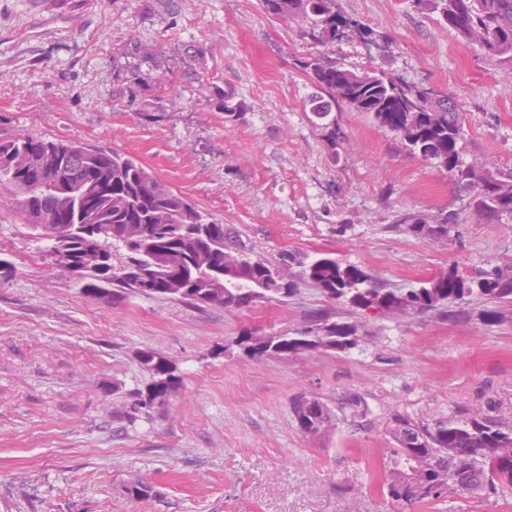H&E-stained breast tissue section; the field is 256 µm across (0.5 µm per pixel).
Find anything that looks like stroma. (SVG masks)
I'll return each instance as SVG.
<instances>
[{"mask_svg":"<svg viewBox=\"0 0 512 512\" xmlns=\"http://www.w3.org/2000/svg\"><path fill=\"white\" fill-rule=\"evenodd\" d=\"M382 32L313 43L305 22L260 0H0V138L32 133L133 156L253 256L331 253L387 284L458 264L512 265V218L468 207L444 170L350 108L341 132L307 112L298 58L321 53L378 68L458 105L468 162L512 166V69L450 31L430 0H336ZM244 108L224 114L214 92ZM0 187V512H402L380 493L400 412L416 420L493 407L512 420V304L499 323L433 314L368 321L348 353L253 359L242 335L291 333L334 307L311 284L287 302L199 308L163 296L113 302L52 268L44 242ZM461 221L447 239L398 228V214ZM168 357L182 379L163 409L127 410L150 379L136 354ZM362 401V416L338 409ZM336 407L332 426L302 434L293 401ZM148 496L128 495L131 483Z\"/></svg>","mask_w":512,"mask_h":512,"instance_id":"1","label":"stroma"}]
</instances>
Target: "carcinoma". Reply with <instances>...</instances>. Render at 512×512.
Returning <instances> with one entry per match:
<instances>
[{
	"label": "carcinoma",
	"instance_id": "cac0c4a2",
	"mask_svg": "<svg viewBox=\"0 0 512 512\" xmlns=\"http://www.w3.org/2000/svg\"><path fill=\"white\" fill-rule=\"evenodd\" d=\"M461 39L512 69V0H433ZM263 10L285 19L301 17L310 37L319 42L358 32L375 42L374 29L336 12V0H261ZM313 92L307 109L325 125L327 142L336 148L339 131L329 120L345 105L367 113L380 127L400 138L409 153L446 171L460 189H477L475 211L488 219L512 217V167L478 169L464 157L465 129L458 105L448 93L414 88L383 70L355 71L321 55L298 59ZM56 166L67 185L93 194V219L78 216L77 199L52 193L42 180L46 166ZM0 184L14 196L19 219L47 242L46 255L66 253L76 263L95 247L99 264L81 272L83 291L112 289V297L131 293L166 296L198 307L248 308L256 302H281L309 282L332 301L379 316L439 312L449 319L465 315L475 301L512 303V265H495L462 274L448 271L402 287L390 288L366 269L343 265L320 252L291 257L299 271H283L245 253L224 225L209 220L184 196L136 159L92 144L54 142L20 133L0 139ZM458 214L442 211L430 223L406 213L396 224L416 236L448 238ZM162 254L169 272L157 273L143 253ZM365 325L337 321L326 313L309 317L293 335L248 334L241 338L251 356L286 358L306 351L348 352L361 346ZM150 374L128 415L136 418L145 399L165 405L179 389L169 359L154 350L138 352ZM298 429L313 436L332 425L335 414L324 401L305 397L293 406ZM394 446L387 449L388 470L380 491L403 508L439 502L450 493L490 499L512 493V420L491 409H461L447 417L417 421L402 413L391 416Z\"/></svg>",
	"mask_w": 512,
	"mask_h": 512
}]
</instances>
